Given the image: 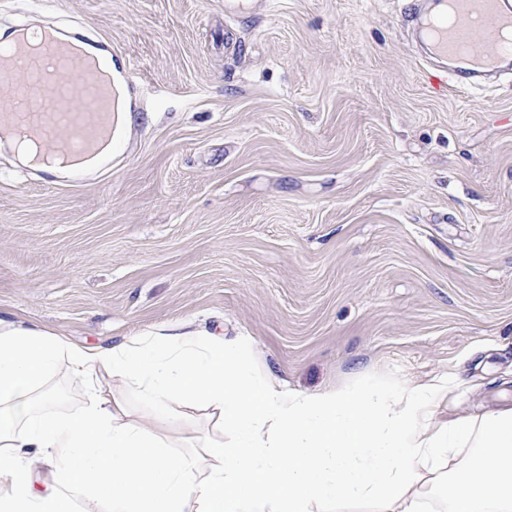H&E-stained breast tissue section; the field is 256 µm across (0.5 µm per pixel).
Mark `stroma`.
Segmentation results:
<instances>
[{
  "mask_svg": "<svg viewBox=\"0 0 512 512\" xmlns=\"http://www.w3.org/2000/svg\"><path fill=\"white\" fill-rule=\"evenodd\" d=\"M417 0H0L132 62L107 165L47 184L0 146V317L104 348L251 339L300 392L455 377L512 407V75L426 78Z\"/></svg>",
  "mask_w": 512,
  "mask_h": 512,
  "instance_id": "1",
  "label": "stroma"
}]
</instances>
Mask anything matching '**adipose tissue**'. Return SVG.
<instances>
[{
  "instance_id": "obj_1",
  "label": "adipose tissue",
  "mask_w": 512,
  "mask_h": 512,
  "mask_svg": "<svg viewBox=\"0 0 512 512\" xmlns=\"http://www.w3.org/2000/svg\"><path fill=\"white\" fill-rule=\"evenodd\" d=\"M248 349L192 333L89 348L0 318V512H512V408L437 425L447 378L303 393ZM63 369L87 388L72 413L54 408ZM182 409L221 443L168 452L155 428Z\"/></svg>"
}]
</instances>
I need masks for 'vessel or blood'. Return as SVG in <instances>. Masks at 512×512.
Here are the masks:
<instances>
[{
	"label": "vessel or blood",
	"instance_id": "1",
	"mask_svg": "<svg viewBox=\"0 0 512 512\" xmlns=\"http://www.w3.org/2000/svg\"><path fill=\"white\" fill-rule=\"evenodd\" d=\"M437 10L417 16L415 26L432 57L452 63L453 73L477 76L479 70L512 59L502 39L512 31V0H432ZM26 67L33 80L56 76L50 87L32 82L5 84L13 120L26 139L52 153L78 158L90 153L112 126L115 96L100 61L81 52L73 36L56 26L30 32L16 28L0 41V74Z\"/></svg>",
	"mask_w": 512,
	"mask_h": 512
}]
</instances>
